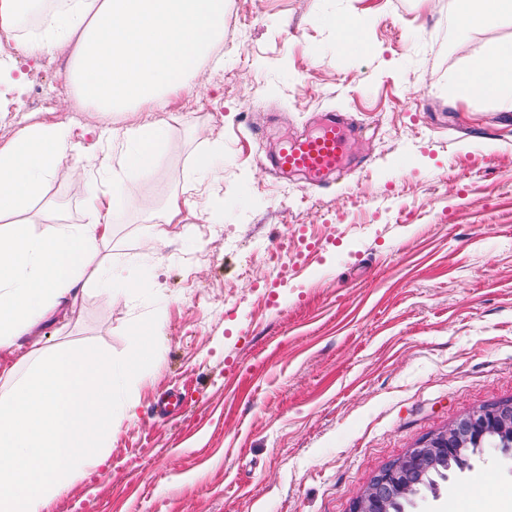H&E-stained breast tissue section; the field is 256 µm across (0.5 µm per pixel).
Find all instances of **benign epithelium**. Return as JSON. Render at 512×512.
<instances>
[{"mask_svg": "<svg viewBox=\"0 0 512 512\" xmlns=\"http://www.w3.org/2000/svg\"><path fill=\"white\" fill-rule=\"evenodd\" d=\"M495 430L512 431V405H491L461 419L452 428L428 436L404 456L385 467L355 499L352 512H391L398 478L402 474L424 472L448 458L463 441L481 442Z\"/></svg>", "mask_w": 512, "mask_h": 512, "instance_id": "obj_1", "label": "benign epithelium"}]
</instances>
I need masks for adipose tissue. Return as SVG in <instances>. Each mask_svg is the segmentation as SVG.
I'll return each mask as SVG.
<instances>
[{"mask_svg": "<svg viewBox=\"0 0 512 512\" xmlns=\"http://www.w3.org/2000/svg\"><path fill=\"white\" fill-rule=\"evenodd\" d=\"M452 2L451 24L460 32L512 18V0ZM223 37L224 0H73L23 51H67L81 97L109 114L132 105L164 109ZM454 93L459 101L490 97L512 111V42L473 59ZM165 148L162 125L130 127L123 163L150 168ZM74 149L65 124L24 128L0 147V222L42 199L46 184L64 177ZM89 206L92 223L63 226L49 237L0 230V381L8 386L0 394V512H54L77 472L105 462L100 437L112 432L113 406L134 414L133 400H115L126 372L111 359L23 342L72 312L85 276L112 279L128 291L139 286L99 262L112 208L96 191Z\"/></svg>", "mask_w": 512, "mask_h": 512, "instance_id": "adipose-tissue-1", "label": "adipose tissue"}]
</instances>
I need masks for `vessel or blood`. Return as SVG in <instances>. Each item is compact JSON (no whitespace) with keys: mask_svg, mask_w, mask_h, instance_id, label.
<instances>
[{"mask_svg":"<svg viewBox=\"0 0 512 512\" xmlns=\"http://www.w3.org/2000/svg\"><path fill=\"white\" fill-rule=\"evenodd\" d=\"M352 136L347 113H326L314 131L284 138L272 164L282 175L307 176L311 188L325 187L335 174L348 170Z\"/></svg>","mask_w":512,"mask_h":512,"instance_id":"obj_1","label":"vessel or blood"}]
</instances>
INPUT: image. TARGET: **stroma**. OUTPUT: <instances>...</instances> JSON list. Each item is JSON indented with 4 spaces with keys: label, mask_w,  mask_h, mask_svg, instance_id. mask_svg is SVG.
Here are the masks:
<instances>
[{
    "label": "stroma",
    "mask_w": 512,
    "mask_h": 512,
    "mask_svg": "<svg viewBox=\"0 0 512 512\" xmlns=\"http://www.w3.org/2000/svg\"><path fill=\"white\" fill-rule=\"evenodd\" d=\"M449 0H224L219 59L204 60L166 111L112 117L81 103L65 53L18 55L25 78L0 98V145L37 124L74 123V167L21 214L47 236L93 220L90 187L112 193L113 267L142 286L115 301L89 282L43 345L93 350L127 368L134 418L105 465L78 474L55 512H351L387 465L481 408L512 403V112L457 101L469 62L512 41V20L455 33ZM362 23L349 56L332 18ZM44 108L25 110L34 86ZM351 112L364 164L340 185L276 177L282 137L320 112ZM159 121L165 154L122 171L123 132ZM212 155L213 173L195 163ZM209 200L150 232L167 200ZM321 240L304 270L269 263ZM161 322L151 363L136 329ZM181 391L174 419L153 407ZM487 479L512 497V461L486 451L439 482L418 512H448Z\"/></svg>",
    "instance_id": "1"
}]
</instances>
